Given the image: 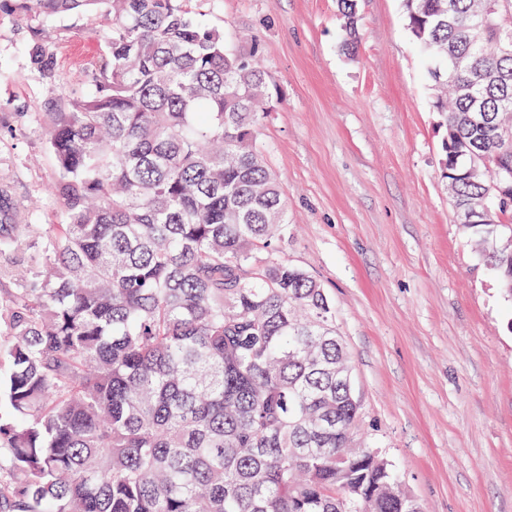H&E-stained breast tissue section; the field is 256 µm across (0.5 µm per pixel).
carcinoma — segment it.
Returning <instances> with one entry per match:
<instances>
[{"mask_svg": "<svg viewBox=\"0 0 512 512\" xmlns=\"http://www.w3.org/2000/svg\"><path fill=\"white\" fill-rule=\"evenodd\" d=\"M47 90L62 220L22 223L0 177V512H412L390 465L354 445L361 404L322 285L277 258L281 187L258 145L266 74L183 0H7ZM415 0L451 199L512 301V187L463 179L512 168V0ZM343 50L358 0H338ZM102 18L99 53L61 86L53 16ZM457 213L462 224H497L498 213L492 207L482 205Z\"/></svg>", "mask_w": 512, "mask_h": 512, "instance_id": "carcinoma-1", "label": "carcinoma"}]
</instances>
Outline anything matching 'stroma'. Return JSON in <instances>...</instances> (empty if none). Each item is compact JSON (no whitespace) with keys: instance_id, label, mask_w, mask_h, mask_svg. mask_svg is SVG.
I'll return each instance as SVG.
<instances>
[{"instance_id":"obj_1","label":"stroma","mask_w":512,"mask_h":512,"mask_svg":"<svg viewBox=\"0 0 512 512\" xmlns=\"http://www.w3.org/2000/svg\"><path fill=\"white\" fill-rule=\"evenodd\" d=\"M229 42L260 38L266 162L290 235L279 253L321 282L362 400L357 442L422 512H512V303L479 260L440 176L442 130L402 0H359L342 49L337 0H184ZM61 40L71 82L98 53ZM20 16L0 9V169L32 224H56L55 168ZM359 0H338V12L344 31L343 50L349 55L356 54L359 47Z\"/></svg>"}]
</instances>
